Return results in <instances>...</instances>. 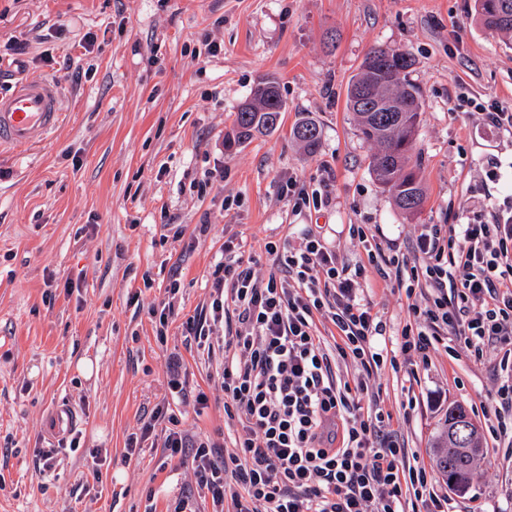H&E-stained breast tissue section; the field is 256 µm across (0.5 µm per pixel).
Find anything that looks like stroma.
I'll list each match as a JSON object with an SVG mask.
<instances>
[{"label": "stroma", "mask_w": 512, "mask_h": 512, "mask_svg": "<svg viewBox=\"0 0 512 512\" xmlns=\"http://www.w3.org/2000/svg\"><path fill=\"white\" fill-rule=\"evenodd\" d=\"M375 46L411 54L424 99L415 155L426 199L410 216L371 175L373 147L346 108ZM30 77L58 82L63 117L44 142L0 152V512H174L195 491L190 462L168 457L161 431L138 455L126 446L170 402L174 356L207 397L200 413L182 405L186 429L231 442L216 374L224 353L202 355L182 331L211 302L225 241L263 280L275 271L268 244L298 242L306 224L350 260L362 254L352 224L404 252L423 225L502 199L489 162L512 172V134L478 114L512 111V38L481 27L474 0H0V96ZM263 78L279 85L278 128L226 148ZM303 119L321 128L316 152L292 137ZM291 179L328 181L330 206L293 212L281 196ZM367 287L400 330L405 295L373 271ZM167 304L174 318L161 336L151 312ZM497 361L439 349L376 380L394 428L429 466L449 406L473 408L484 455L456 496L461 512H512V458L479 411L495 394ZM62 405L78 417L71 443L50 429ZM46 451L50 470L37 464Z\"/></svg>", "instance_id": "stroma-1"}]
</instances>
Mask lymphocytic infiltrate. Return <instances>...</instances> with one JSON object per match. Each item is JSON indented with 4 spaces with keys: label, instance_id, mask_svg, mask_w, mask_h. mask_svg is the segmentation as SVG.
Here are the masks:
<instances>
[{
    "label": "lymphocytic infiltrate",
    "instance_id": "lymphocytic-infiltrate-1",
    "mask_svg": "<svg viewBox=\"0 0 512 512\" xmlns=\"http://www.w3.org/2000/svg\"><path fill=\"white\" fill-rule=\"evenodd\" d=\"M502 203L491 214L463 209L457 224H428L411 255L384 247L368 225L348 228L366 255L349 262L305 227L299 245H269L277 272L255 278L240 245L225 242L211 274L209 311L182 327L197 348L213 349L225 328L224 412L236 420L233 447L192 436L169 407L154 409L141 430L165 424L171 456H191L195 483L212 512H450L434 471L409 457L389 431L372 384L402 356L483 359L500 349L489 427L512 438V177L499 166ZM395 281L408 319L394 347L387 323L364 290L369 271ZM334 338H327V331ZM358 376L341 378L340 364Z\"/></svg>",
    "mask_w": 512,
    "mask_h": 512
}]
</instances>
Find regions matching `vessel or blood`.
I'll list each match as a JSON object with an SVG mask.
<instances>
[{"label":"vessel or blood","mask_w":512,"mask_h":512,"mask_svg":"<svg viewBox=\"0 0 512 512\" xmlns=\"http://www.w3.org/2000/svg\"><path fill=\"white\" fill-rule=\"evenodd\" d=\"M61 119L60 87L34 77L0 97V148H26L45 140Z\"/></svg>","instance_id":"vessel-or-blood-1"}]
</instances>
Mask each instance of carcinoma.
Listing matches in <instances>:
<instances>
[{
  "instance_id": "carcinoma-1",
  "label": "carcinoma",
  "mask_w": 512,
  "mask_h": 512,
  "mask_svg": "<svg viewBox=\"0 0 512 512\" xmlns=\"http://www.w3.org/2000/svg\"><path fill=\"white\" fill-rule=\"evenodd\" d=\"M474 11L484 28L512 34V0H474ZM412 66L413 59L404 51L371 49L348 86L346 100L348 110L358 118L363 138L377 146L369 163L375 181L392 193L395 205L405 214L417 211L424 202L422 185L415 170L409 167L423 109L420 88L409 79ZM366 86L374 87L377 96L393 111H372V102L360 96V90ZM282 111L277 82L268 78L259 81L235 114L233 143L240 145L257 134L275 130ZM292 134L309 152L319 147L321 129L312 120L297 123ZM456 411L462 415L466 409L461 406L448 409L435 443V465L446 481L454 480L466 490L471 485L477 459L471 449L482 447V439L476 428L465 440L457 436Z\"/></svg>"
}]
</instances>
